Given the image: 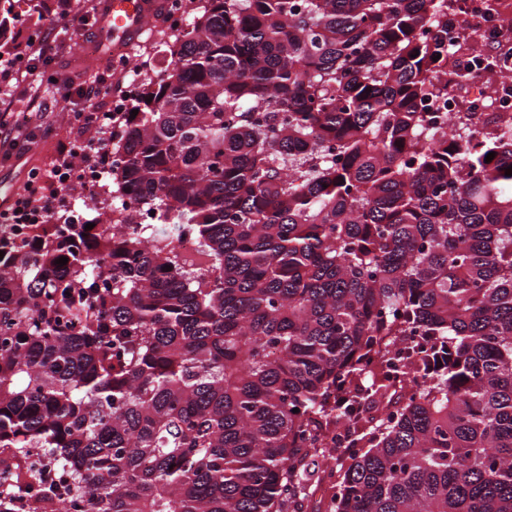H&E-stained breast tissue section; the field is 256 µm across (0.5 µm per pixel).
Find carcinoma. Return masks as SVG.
<instances>
[{
  "mask_svg": "<svg viewBox=\"0 0 512 512\" xmlns=\"http://www.w3.org/2000/svg\"><path fill=\"white\" fill-rule=\"evenodd\" d=\"M189 14L101 131L97 216L0 224V512H300L327 479L326 512H512V117L433 128L473 77L448 0Z\"/></svg>",
  "mask_w": 512,
  "mask_h": 512,
  "instance_id": "1",
  "label": "carcinoma"
}]
</instances>
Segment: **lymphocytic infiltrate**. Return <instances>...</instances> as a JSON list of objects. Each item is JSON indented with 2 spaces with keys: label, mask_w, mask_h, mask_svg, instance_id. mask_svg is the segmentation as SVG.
<instances>
[{
  "label": "lymphocytic infiltrate",
  "mask_w": 512,
  "mask_h": 512,
  "mask_svg": "<svg viewBox=\"0 0 512 512\" xmlns=\"http://www.w3.org/2000/svg\"><path fill=\"white\" fill-rule=\"evenodd\" d=\"M74 20L87 25L92 22L93 16L86 11L74 12L71 0H59L55 21L50 26L38 27L37 37L30 41L28 53L0 58V75H27L37 87L53 89L59 100L76 103L73 121L81 131L77 140L60 144L54 169L43 174H32L25 195L18 198L12 206L16 213H51L57 202L70 191L68 185L58 180V169L72 163L77 148L82 147L92 153H101L106 149L103 141L97 137L98 131L103 128L98 104L121 92L120 83L112 79L111 67H104L90 84L78 87L56 86L47 73L56 35L69 27ZM37 131L32 113L17 112L9 108L1 110L0 134L4 135L7 146L0 152V158L7 160L13 154L25 150L28 143L36 137Z\"/></svg>",
  "instance_id": "obj_1"
}]
</instances>
